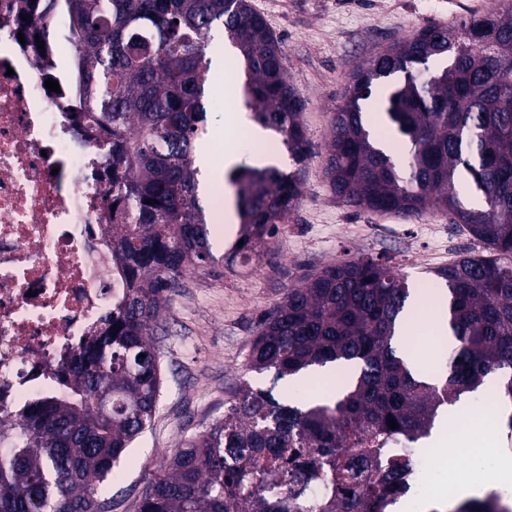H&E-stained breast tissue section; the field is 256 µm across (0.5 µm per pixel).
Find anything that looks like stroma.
<instances>
[{
  "mask_svg": "<svg viewBox=\"0 0 512 512\" xmlns=\"http://www.w3.org/2000/svg\"><path fill=\"white\" fill-rule=\"evenodd\" d=\"M490 0H251L285 49V70L303 100L314 157L302 198L250 263L227 267L230 241L213 243L214 260L187 274L153 336L161 390L155 418L95 497L107 512H138L144 490L174 445L222 418L241 382L268 389L273 372L247 367L260 316L322 267L360 256L391 261L410 284L429 290L434 268L479 243L432 209L404 220L339 203L323 174L332 112L354 70L425 24L484 13Z\"/></svg>",
  "mask_w": 512,
  "mask_h": 512,
  "instance_id": "35a3bbf8",
  "label": "stroma"
}]
</instances>
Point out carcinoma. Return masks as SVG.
Returning a JSON list of instances; mask_svg holds the SVG:
<instances>
[{
  "label": "carcinoma",
  "instance_id": "cac0c4a2",
  "mask_svg": "<svg viewBox=\"0 0 512 512\" xmlns=\"http://www.w3.org/2000/svg\"><path fill=\"white\" fill-rule=\"evenodd\" d=\"M20 9L38 16L33 46L46 51L58 39L48 15L72 16L65 37L77 48L71 73L83 100L72 118L107 135L125 293L105 330L61 366L63 395L0 432L12 444L0 458V512H100L96 485L155 413L154 327L177 280L214 260L197 164L213 31L243 59L237 88L250 120L274 131L295 164L229 173L243 244L225 254L227 266L268 247L301 199L313 152L282 42L250 0H21ZM368 105L406 139V166L377 139ZM324 174L350 208L408 220L435 207L487 249L432 270L447 290L439 382L418 375L399 347L413 320L405 276L371 259L330 264L261 316L247 366L278 380L352 365L353 377L324 399L240 384L223 419L169 452L138 512H384L440 406L499 372L498 397L512 403V0L426 25L360 66L332 113ZM463 187L483 206L467 205ZM500 502L490 490L451 512H500Z\"/></svg>",
  "mask_w": 512,
  "mask_h": 512
}]
</instances>
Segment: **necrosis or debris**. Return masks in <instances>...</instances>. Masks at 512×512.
I'll return each instance as SVG.
<instances>
[{
	"mask_svg": "<svg viewBox=\"0 0 512 512\" xmlns=\"http://www.w3.org/2000/svg\"><path fill=\"white\" fill-rule=\"evenodd\" d=\"M0 0V428L63 391L56 374L122 292L112 263V184L58 67L21 44ZM59 91L48 90L46 80Z\"/></svg>",
	"mask_w": 512,
	"mask_h": 512,
	"instance_id": "necrosis-or-debris-1",
	"label": "necrosis or debris"
}]
</instances>
